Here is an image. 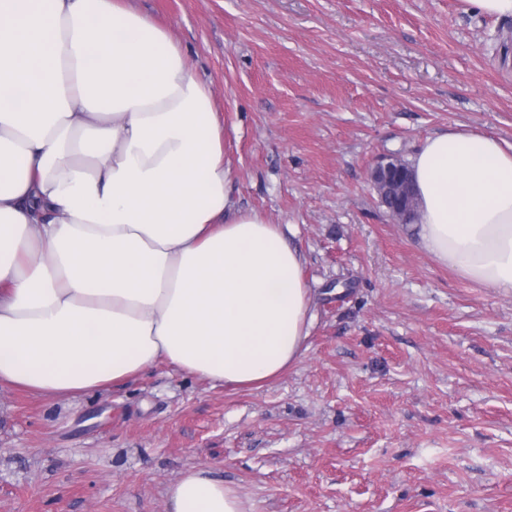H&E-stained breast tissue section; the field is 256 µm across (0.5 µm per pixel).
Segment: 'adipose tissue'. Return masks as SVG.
Here are the masks:
<instances>
[{"label": "adipose tissue", "instance_id": "1", "mask_svg": "<svg viewBox=\"0 0 512 512\" xmlns=\"http://www.w3.org/2000/svg\"><path fill=\"white\" fill-rule=\"evenodd\" d=\"M420 246L512 292V144L462 126L410 159ZM281 225L236 208L224 119L129 0H0V385L85 395L158 364L232 388L295 366L316 315ZM166 512H250L213 468Z\"/></svg>", "mask_w": 512, "mask_h": 512}]
</instances>
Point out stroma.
I'll list each match as a JSON object with an SVG mask.
<instances>
[{
	"label": "stroma",
	"instance_id": "stroma-1",
	"mask_svg": "<svg viewBox=\"0 0 512 512\" xmlns=\"http://www.w3.org/2000/svg\"><path fill=\"white\" fill-rule=\"evenodd\" d=\"M224 114L237 208L315 292L259 389L160 364L79 397L0 387V512H165L189 469L252 512H512V293L438 263L369 173L465 125L512 143V18L460 0H134Z\"/></svg>",
	"mask_w": 512,
	"mask_h": 512
}]
</instances>
